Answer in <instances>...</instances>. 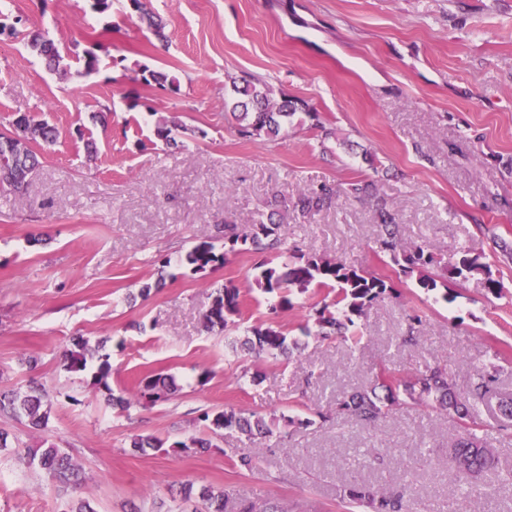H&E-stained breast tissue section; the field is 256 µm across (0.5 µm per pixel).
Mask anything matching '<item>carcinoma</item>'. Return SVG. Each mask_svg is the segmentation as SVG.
<instances>
[{
  "instance_id": "cac0c4a2",
  "label": "carcinoma",
  "mask_w": 512,
  "mask_h": 512,
  "mask_svg": "<svg viewBox=\"0 0 512 512\" xmlns=\"http://www.w3.org/2000/svg\"><path fill=\"white\" fill-rule=\"evenodd\" d=\"M139 17L147 21L158 38H164L163 26L157 16L142 8L141 0H133ZM32 50L43 55L48 67L64 72V57L53 42L34 35L29 40ZM141 81L147 86L156 85L172 92L179 90L176 78L163 71L147 67L141 69ZM226 85L233 97L231 115L236 121L238 133L244 138L272 141L292 123L298 110H303L312 120L324 140L336 136L335 129L319 121L317 113L305 103H296L286 98L273 96L268 83L249 74L229 75ZM17 120L11 122L13 128L0 132V184L21 192L29 184L42 159L41 148L54 144L57 130L32 112L15 113ZM347 197L372 199L382 229L378 240L383 253L402 270L418 274L419 285L429 291L438 287L436 270L445 271L450 279L466 280L469 276L483 275L484 289L497 295L502 290L501 282L493 277L489 266L478 259L462 254L444 259L432 251L425 243L406 245L399 237V227L386 207V201L376 196L374 183L367 179L348 182L343 192ZM340 192L330 185L301 192L295 202V210L303 216H311L336 205ZM224 244L218 248L208 240L194 245L185 255L186 264L195 274H204L226 263L228 256L241 252L256 251L274 253L272 258H263L257 263L259 272L253 282L263 294H274L277 302L272 311L292 307L293 289L307 290L312 285L333 288L336 299L316 311L315 322L319 330L311 332L302 328L306 336L316 334L323 338L330 332L337 333L343 340L356 345L360 341L357 333L350 331L355 319L361 317L374 301L393 291L392 285L364 269L355 268L341 260L317 253L288 251V240L281 224H266L262 221L245 225L241 229L236 224H225ZM289 262L275 263L279 258ZM242 314V300L239 289L234 285H224L203 314V328L207 332L228 331L238 325ZM242 345L258 356L276 358L288 351L300 350L299 340H288L284 331L272 323H259L245 328ZM105 345L100 342L92 347L82 336L71 339L70 347L63 352L65 369L85 376L93 387L111 391L108 384L110 375L109 355L104 353ZM495 376L487 372L478 373V382L466 392H460L448 373L439 364L428 365L405 378H395L383 371L372 374L367 385L344 394L336 400V413L347 414L359 424L368 427L376 424L389 412L396 409L432 408L448 414L457 427L455 439L448 444L451 457L471 456L475 469L470 473L456 469L455 476L461 481H470L484 471L497 465L495 456H487L486 442L480 436L481 422L478 405L493 392ZM172 378L161 374L142 378L137 394L140 401L156 403L169 399L173 389ZM13 412L24 415L34 427H45L50 418V410L45 408V392L42 388L30 385L24 391L0 393V413ZM204 428L216 434L224 430H235L251 440L257 436L271 437L278 429L276 417H266L255 412L247 413L234 407L207 411L199 418ZM210 442L204 438L189 437L169 445L153 436H139L131 441V447L141 451L150 448L167 455L180 456L196 448H205ZM16 460L35 470L45 478L65 490L83 481L79 465L65 450L54 445L45 448H15ZM180 495L189 499L195 497L202 503V512H225L224 494L208 486L194 491L189 484L180 490ZM345 508L352 510L366 507L370 512H406L403 499L385 496L368 485L350 484L343 487L339 495Z\"/></svg>"
}]
</instances>
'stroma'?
I'll list each match as a JSON object with an SVG mask.
<instances>
[{"instance_id": "1", "label": "stroma", "mask_w": 512, "mask_h": 512, "mask_svg": "<svg viewBox=\"0 0 512 512\" xmlns=\"http://www.w3.org/2000/svg\"><path fill=\"white\" fill-rule=\"evenodd\" d=\"M165 24L166 42L112 0H0V130L14 113L43 112L59 129L21 193L0 187V392L29 381L48 394L46 429L0 415L13 446L66 449L82 467L79 496L95 512H193L173 503L181 484L223 491L229 507L275 500L287 512H341L338 492L365 479L401 491L410 512H512V422L498 411L512 397V0H145ZM42 33L67 52L49 71L27 47ZM102 59L84 70V50ZM175 76L179 92L144 90L139 66ZM264 79L275 95L308 103L336 130L321 140L297 114L277 140L241 137L224 106L225 76ZM106 115L93 123V113ZM174 120V144L155 133ZM373 180L403 239L442 256L457 249L490 266L433 291L381 253L371 202L340 199L309 217L281 212L290 245L384 278L395 288L357 318L361 341L303 337L326 297L311 287L292 308L270 314L253 286L261 256L229 257L206 276L184 264L218 224L265 213L277 193L295 201L323 183ZM163 288L141 297L143 283ZM244 301L232 336L206 332L208 295L225 284ZM274 320L305 338L291 357L233 352L230 339ZM104 341L109 391L64 369L71 337ZM447 364L460 389L497 368V390L480 406L481 435L500 467L464 498L448 444L456 430L428 409L389 414L364 427L346 418L304 427L280 423L270 441L225 430L211 447L181 456L131 448L134 436L168 441L204 436L201 413L224 407L304 419L380 365L397 376ZM206 383H199L202 371ZM171 376L175 392L134 403L137 382ZM131 400L128 410L112 397ZM253 459L251 469L237 466ZM65 498L43 475L0 454V512H63Z\"/></svg>"}]
</instances>
